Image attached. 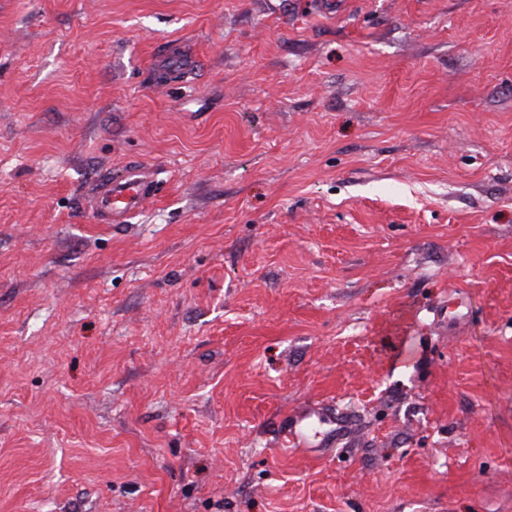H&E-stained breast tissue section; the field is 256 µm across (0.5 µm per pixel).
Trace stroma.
Segmentation results:
<instances>
[{"label":"stroma","mask_w":512,"mask_h":512,"mask_svg":"<svg viewBox=\"0 0 512 512\" xmlns=\"http://www.w3.org/2000/svg\"><path fill=\"white\" fill-rule=\"evenodd\" d=\"M0 512H512V0H0ZM154 195V189L144 172L134 167L124 177L108 185L100 200H95V205L97 209L111 212L114 217H122L139 209Z\"/></svg>","instance_id":"1"}]
</instances>
